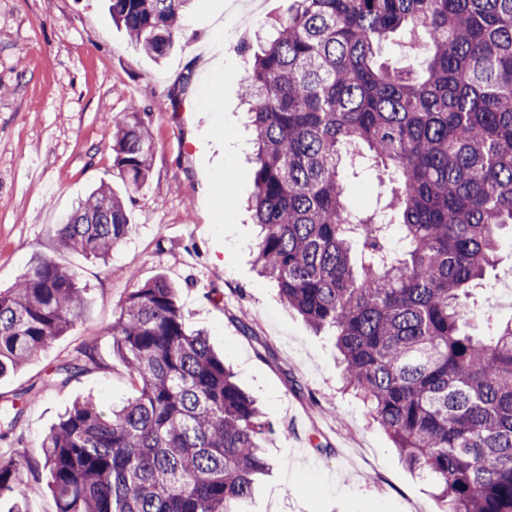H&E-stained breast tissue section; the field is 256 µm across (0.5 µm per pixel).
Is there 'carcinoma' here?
<instances>
[{
	"instance_id": "1",
	"label": "carcinoma",
	"mask_w": 512,
	"mask_h": 512,
	"mask_svg": "<svg viewBox=\"0 0 512 512\" xmlns=\"http://www.w3.org/2000/svg\"><path fill=\"white\" fill-rule=\"evenodd\" d=\"M191 0H109L112 21L159 60ZM247 58L260 273L313 329L335 337L345 387L445 512H512V320L466 329L472 289L512 228V0H294ZM403 27L420 71L378 61ZM127 191L153 144L139 109L112 120ZM391 187L372 213L348 179ZM132 230L103 183L57 231L59 247L109 259ZM77 273L39 258L0 290V376L82 317ZM136 395L105 412L75 403L39 453L0 458L12 512L47 474L56 512H243L274 435L207 336L187 329L163 275L133 289L109 330ZM101 368L88 342L54 372Z\"/></svg>"
}]
</instances>
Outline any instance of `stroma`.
<instances>
[{
    "instance_id": "1",
    "label": "stroma",
    "mask_w": 512,
    "mask_h": 512,
    "mask_svg": "<svg viewBox=\"0 0 512 512\" xmlns=\"http://www.w3.org/2000/svg\"><path fill=\"white\" fill-rule=\"evenodd\" d=\"M291 0H194L163 59L136 49L104 0H0V289L39 257L75 270L89 290L84 316L0 378V415L22 413L0 456L36 453L76 401L103 409L134 395L107 331L134 284L164 275L189 328L209 334L240 387L274 429L273 467L244 512H442L433 483L411 471L366 407L342 389L332 336L316 333L260 277L244 63L235 46L287 15ZM145 112L154 153L128 199L133 230L103 263L61 251L59 224L100 184L123 192L112 119ZM512 231L474 292L471 333L512 320L502 282ZM99 369L48 379L89 339Z\"/></svg>"
}]
</instances>
